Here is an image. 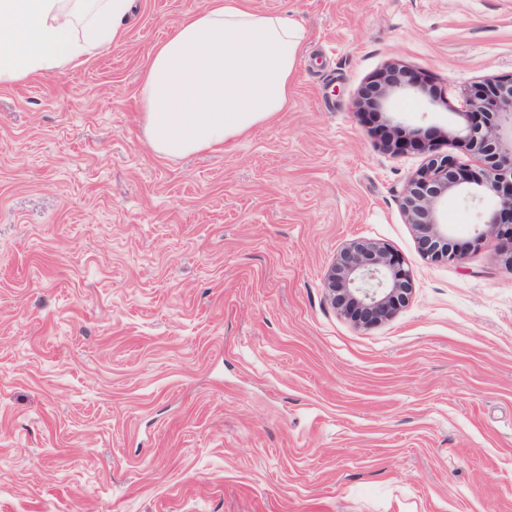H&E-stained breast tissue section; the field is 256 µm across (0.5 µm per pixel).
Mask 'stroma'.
Returning a JSON list of instances; mask_svg holds the SVG:
<instances>
[{
	"label": "stroma",
	"mask_w": 512,
	"mask_h": 512,
	"mask_svg": "<svg viewBox=\"0 0 512 512\" xmlns=\"http://www.w3.org/2000/svg\"><path fill=\"white\" fill-rule=\"evenodd\" d=\"M209 0H135L123 39L0 86V512H512V262H433L380 123L443 147L463 91L512 74V0H250L305 40L286 112L166 157L138 108L153 45ZM388 244L409 304L371 328L324 275ZM404 71L403 67L393 66L370 81L359 93L355 101V106L359 109L365 106V94L369 84L373 81H379V87L371 92L369 102L378 110L385 111L389 108L391 100L401 94H406L416 89L415 82L405 80L404 76L398 71Z\"/></svg>",
	"instance_id": "obj_1"
}]
</instances>
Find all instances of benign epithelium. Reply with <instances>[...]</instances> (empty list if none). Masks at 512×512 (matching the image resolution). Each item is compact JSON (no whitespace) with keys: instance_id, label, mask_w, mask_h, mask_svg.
Instances as JSON below:
<instances>
[{"instance_id":"obj_1","label":"benign epithelium","mask_w":512,"mask_h":512,"mask_svg":"<svg viewBox=\"0 0 512 512\" xmlns=\"http://www.w3.org/2000/svg\"><path fill=\"white\" fill-rule=\"evenodd\" d=\"M393 66L377 76L379 87L365 102L379 110L391 100L416 89L415 82ZM464 133L448 132V153L435 154L427 166L407 182L403 211L416 233L422 254L434 261H455L459 252L441 222L443 203L458 196L479 201L495 199L482 222L474 225L471 242L479 245L495 235L512 245V76L485 78L466 93ZM480 161L474 168L466 158ZM328 300L352 323L370 327L392 319L408 303L412 290L409 270L388 246L367 240L345 244L325 273Z\"/></svg>"}]
</instances>
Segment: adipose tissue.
Listing matches in <instances>:
<instances>
[{
  "label": "adipose tissue",
  "instance_id": "obj_1",
  "mask_svg": "<svg viewBox=\"0 0 512 512\" xmlns=\"http://www.w3.org/2000/svg\"><path fill=\"white\" fill-rule=\"evenodd\" d=\"M132 0H0V85L50 73L121 40ZM304 31L248 0H215L156 44L138 101L150 147L213 150L287 110Z\"/></svg>",
  "mask_w": 512,
  "mask_h": 512
}]
</instances>
